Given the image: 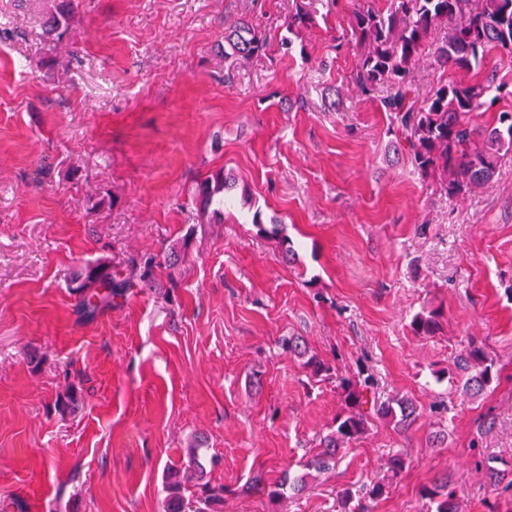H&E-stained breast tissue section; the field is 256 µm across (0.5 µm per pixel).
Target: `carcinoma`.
<instances>
[{"instance_id": "carcinoma-1", "label": "carcinoma", "mask_w": 512, "mask_h": 512, "mask_svg": "<svg viewBox=\"0 0 512 512\" xmlns=\"http://www.w3.org/2000/svg\"><path fill=\"white\" fill-rule=\"evenodd\" d=\"M437 27L445 32L434 50V63L469 70L493 49L512 52V0H390L383 12L355 8L351 35L364 47V54L352 83L364 96L386 87L381 105L389 114L395 149L407 156L413 172L439 181L440 188L450 195L466 194L487 184L498 164L512 156V113H500L498 125L484 130L481 144L476 145L475 130L465 117L487 105L494 81L446 84L419 100L411 73L422 45ZM224 44L231 55L240 58L261 55L268 48L264 36L241 22L229 26ZM231 189L224 172L219 171L198 185L196 198L205 207L214 202L222 207L224 192ZM257 228L259 233L277 238L286 256L295 255L290 241L281 236L279 225L268 229L259 224ZM154 264L151 258L142 265L128 262L87 266L72 286L78 313L94 317L112 299L148 282ZM437 317L433 310L422 311L414 315L410 326L417 335L431 336L439 329ZM281 346L303 359L313 376L330 372L295 338L283 339ZM456 364L461 371L458 383L462 392L473 397L497 376L494 360L474 340L460 351ZM374 386L375 378L366 370L359 371L354 379L337 378L344 411L320 438L319 451L305 463L306 470L320 473L335 466L339 450L361 439L375 416L400 430L416 423L420 407L414 400L402 396L380 403L372 396ZM306 478L305 474L286 478L269 489L268 496L298 493L304 489ZM164 489V512H222L224 507V487H211L203 481L195 446L188 448V465L167 468ZM423 496L429 500L427 512H458L455 491L446 482L424 489Z\"/></svg>"}]
</instances>
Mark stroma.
<instances>
[{"instance_id":"obj_1","label":"stroma","mask_w":512,"mask_h":512,"mask_svg":"<svg viewBox=\"0 0 512 512\" xmlns=\"http://www.w3.org/2000/svg\"><path fill=\"white\" fill-rule=\"evenodd\" d=\"M354 4L0 0V512H163V472L198 436L223 512H343L346 491L368 512H426L423 488L445 478L458 512H512L485 468L512 480V158L464 195L413 173L378 96L352 84ZM300 7L311 25L288 29ZM240 19L266 54L225 55ZM440 39L412 72L420 96L491 76L501 91L471 127L512 113V55L443 69ZM219 170L230 203L200 211L195 187ZM261 224L283 226L296 261ZM181 245L175 274L77 313L68 285L87 263ZM424 309L431 336L410 327ZM472 338L499 374L476 398L454 383ZM362 366L379 400L417 401L412 428L373 420L294 497L249 491L303 474L342 410L335 374ZM397 452L407 468L365 500ZM281 346L283 350L288 351V353L293 354L295 357L306 359L304 365L311 370L313 376L318 377L322 376L323 373L328 374L330 372V367H327L315 356L308 355L307 348L294 337L284 338Z\"/></svg>"}]
</instances>
